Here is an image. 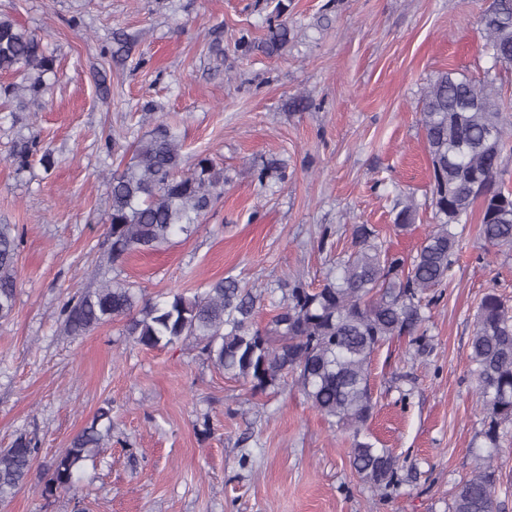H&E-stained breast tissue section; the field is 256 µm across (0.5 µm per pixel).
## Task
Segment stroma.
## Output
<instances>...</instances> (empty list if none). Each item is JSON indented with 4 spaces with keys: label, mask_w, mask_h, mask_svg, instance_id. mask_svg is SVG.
I'll use <instances>...</instances> for the list:
<instances>
[{
    "label": "stroma",
    "mask_w": 512,
    "mask_h": 512,
    "mask_svg": "<svg viewBox=\"0 0 512 512\" xmlns=\"http://www.w3.org/2000/svg\"><path fill=\"white\" fill-rule=\"evenodd\" d=\"M490 2L0 0L59 64L40 112L18 120L0 105V224L22 236L15 309L0 319V448L25 433L40 442L1 512H448L483 445L467 372L477 306L489 287L512 301V251L484 252L477 223L431 311L430 353L411 359L401 338L372 357L370 430L403 465L385 495L359 481L348 436L295 386L252 394L185 346L134 345L118 322L67 336L60 308L91 287V264L111 269L105 180L119 159L108 137L124 146L162 123L179 126L186 167L213 160L224 190L196 231L122 266L148 296L227 276L252 287L301 273L319 286L354 224L415 253L433 222L424 89L452 70L512 102V66L480 48ZM272 22L291 34L269 55ZM30 139L54 166L35 157L16 170ZM272 160L285 178L261 185ZM400 193L420 205L404 232L393 229ZM106 405L107 451L76 490L45 495L49 465Z\"/></svg>",
    "instance_id": "35a3bbf8"
}]
</instances>
